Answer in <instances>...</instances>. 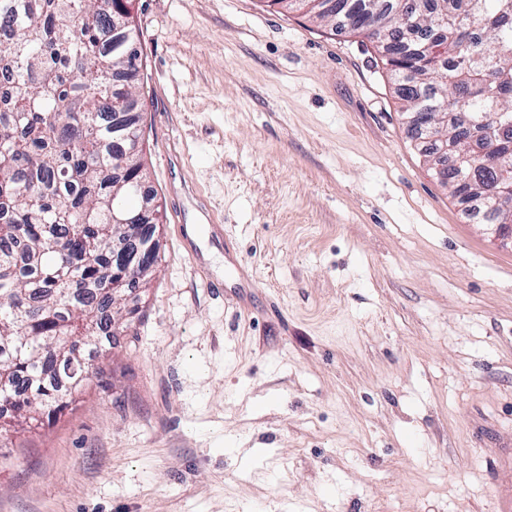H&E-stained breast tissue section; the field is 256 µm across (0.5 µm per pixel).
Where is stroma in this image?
<instances>
[{
	"label": "stroma",
	"instance_id": "stroma-1",
	"mask_svg": "<svg viewBox=\"0 0 512 512\" xmlns=\"http://www.w3.org/2000/svg\"><path fill=\"white\" fill-rule=\"evenodd\" d=\"M134 12L158 262L80 349L102 375L0 440V512H512V244L375 45L268 0Z\"/></svg>",
	"mask_w": 512,
	"mask_h": 512
}]
</instances>
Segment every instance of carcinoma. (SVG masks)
Wrapping results in <instances>:
<instances>
[{"mask_svg":"<svg viewBox=\"0 0 512 512\" xmlns=\"http://www.w3.org/2000/svg\"><path fill=\"white\" fill-rule=\"evenodd\" d=\"M375 44L403 113H443L455 150L418 135L426 163L448 164L451 194L476 202L483 223L512 215V0H271ZM407 27L412 39L401 36ZM0 398L33 423L60 406V380L77 392L92 365L66 349L94 340L135 310L121 301L126 268L115 243L146 242L143 225L115 224L143 208L136 95L139 56L126 61L121 32L138 38L132 0H0ZM448 54L430 56V41ZM498 128L489 142L478 135Z\"/></svg>","mask_w":512,"mask_h":512,"instance_id":"obj_1","label":"carcinoma"}]
</instances>
